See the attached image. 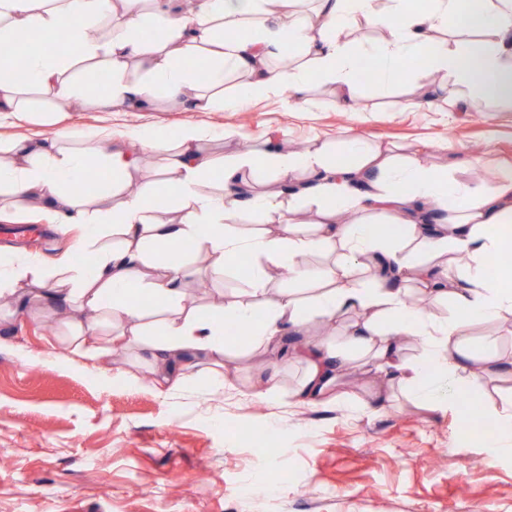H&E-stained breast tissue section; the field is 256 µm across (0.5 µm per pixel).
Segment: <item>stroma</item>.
I'll return each instance as SVG.
<instances>
[{
  "label": "stroma",
  "mask_w": 512,
  "mask_h": 512,
  "mask_svg": "<svg viewBox=\"0 0 512 512\" xmlns=\"http://www.w3.org/2000/svg\"><path fill=\"white\" fill-rule=\"evenodd\" d=\"M435 82L412 69L398 87L361 83L344 107L315 78L300 107L285 91L209 112L162 99L99 112L85 100L53 117L0 120V140L58 135L94 157L108 139L186 125L216 133L210 149L219 155L269 138L290 152L357 137L493 187L512 172V104H421ZM1 224L37 225L30 246L46 266L80 253L78 230L53 233L49 215L30 204L8 209ZM71 334L63 314L0 300V512H512V454L487 468L488 423L402 392L371 409L373 364L353 360L338 400L299 404L292 393L305 362L233 345L227 362L190 363L186 386L169 393L136 352L112 350L91 364L73 352ZM220 370L226 386L216 391L208 379ZM270 377L278 393L267 397Z\"/></svg>",
  "instance_id": "obj_1"
}]
</instances>
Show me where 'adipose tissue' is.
Here are the masks:
<instances>
[{
    "instance_id": "1",
    "label": "adipose tissue",
    "mask_w": 512,
    "mask_h": 512,
    "mask_svg": "<svg viewBox=\"0 0 512 512\" xmlns=\"http://www.w3.org/2000/svg\"><path fill=\"white\" fill-rule=\"evenodd\" d=\"M304 2L199 0L186 13L174 0H0V39L50 35L65 26L77 48L68 58L26 52L22 81L1 63L0 117L31 111L34 91L55 112L85 93L100 112L142 110L161 98L207 112L283 89L302 104L313 73L335 86L336 102L344 105L369 64L392 87L405 80L414 59L442 76L454 109L466 110L477 96L512 102V0H314L309 13ZM362 25L382 38L355 51L347 38ZM150 27L162 29L165 39H145ZM286 54L298 65L276 66ZM98 65L108 80L90 94L73 73ZM229 73L239 81L228 88ZM209 140L205 130L186 126L172 136L140 137L133 149L105 142L102 188L85 184L87 157L64 150L59 137L0 145V201H36L59 228L81 226L86 254L83 262L62 260L49 269L36 259L1 264L0 298H16L31 310L51 303L69 314L96 313L95 321L79 322L75 351L93 358L87 336L102 324L116 328L111 344L140 351L171 391L183 381L180 363L223 357L227 336L245 337L252 352L279 351L286 332L314 314L331 322L347 316L351 323L344 346L313 345L296 397L331 395L353 351L377 362L382 404L403 390L444 411L438 385L481 381L483 371L462 343L471 325L512 315V275L496 267L497 257L512 250V173L488 190L449 180L416 154L354 138L300 154L267 140L220 157ZM138 150L171 159L161 178L131 190L126 182ZM259 170L273 173L279 191L250 181ZM210 181L216 192L202 193ZM170 203L178 220L160 217ZM300 203L318 216L307 233L294 223ZM348 211L361 222L337 223ZM431 212L435 224H423ZM245 216L255 228L242 225ZM187 246L215 279L240 271L244 296L205 315L187 305L182 286L193 274L183 259ZM318 256L328 257V265H314ZM284 266L307 286V296L279 289L263 320L254 321L255 297L267 293L274 271ZM22 279L36 290L18 293ZM133 284L154 303L152 324L130 300ZM438 306L452 307L454 317H436ZM408 338L421 343V356H405Z\"/></svg>"
}]
</instances>
